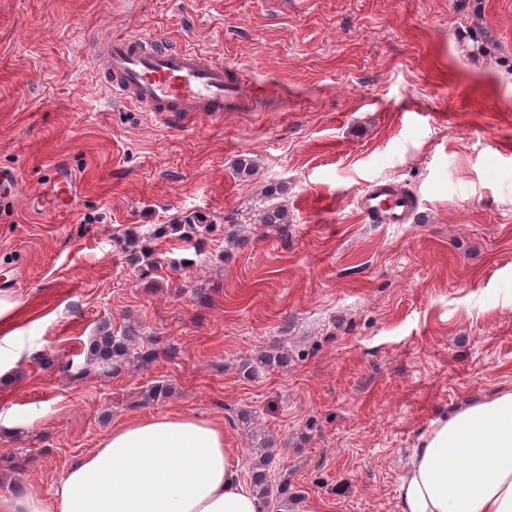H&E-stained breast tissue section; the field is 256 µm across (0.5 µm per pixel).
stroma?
I'll return each instance as SVG.
<instances>
[{"label":"stroma","mask_w":512,"mask_h":512,"mask_svg":"<svg viewBox=\"0 0 512 512\" xmlns=\"http://www.w3.org/2000/svg\"><path fill=\"white\" fill-rule=\"evenodd\" d=\"M146 33L224 59L244 108L113 102L87 44ZM1 169L0 495L50 493L113 426L174 412L222 424L249 470L248 411L289 496L399 512L427 432L512 388V0H0ZM376 180L414 198L408 223L361 213ZM272 182L288 221L267 228ZM191 212L202 254L155 240L141 278L128 228ZM103 317L155 359L86 364Z\"/></svg>","instance_id":"1"}]
</instances>
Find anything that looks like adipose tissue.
<instances>
[{
	"instance_id": "ef3b65f1",
	"label": "adipose tissue",
	"mask_w": 512,
	"mask_h": 512,
	"mask_svg": "<svg viewBox=\"0 0 512 512\" xmlns=\"http://www.w3.org/2000/svg\"><path fill=\"white\" fill-rule=\"evenodd\" d=\"M399 512H512V389L437 423L400 479ZM0 512H262L223 425L192 414L113 427L51 498L0 496Z\"/></svg>"
}]
</instances>
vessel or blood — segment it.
I'll return each instance as SVG.
<instances>
[{
	"label": "vessel or blood",
	"mask_w": 512,
	"mask_h": 512,
	"mask_svg": "<svg viewBox=\"0 0 512 512\" xmlns=\"http://www.w3.org/2000/svg\"><path fill=\"white\" fill-rule=\"evenodd\" d=\"M88 54L114 100L165 117L175 112L219 116L237 107L241 78L223 60L160 36L127 35L90 42ZM377 224L405 223L413 199L388 183L374 182L359 200Z\"/></svg>",
	"instance_id": "obj_1"
}]
</instances>
